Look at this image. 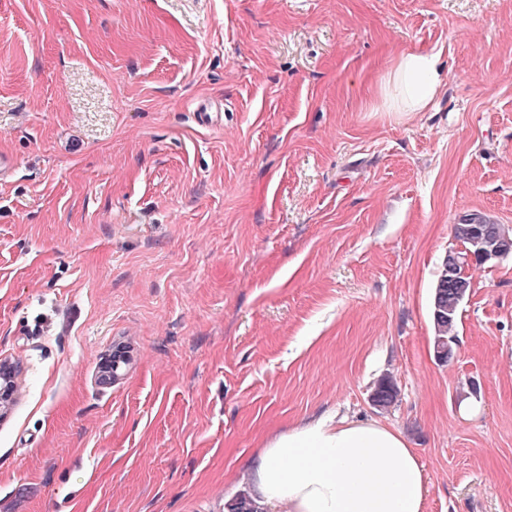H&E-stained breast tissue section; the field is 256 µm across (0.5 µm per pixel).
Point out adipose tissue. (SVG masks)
Masks as SVG:
<instances>
[{"label": "adipose tissue", "instance_id": "1", "mask_svg": "<svg viewBox=\"0 0 512 512\" xmlns=\"http://www.w3.org/2000/svg\"><path fill=\"white\" fill-rule=\"evenodd\" d=\"M445 83L436 53L404 49L379 95L391 112L428 109ZM261 512H422L423 467L396 430L377 421L318 420L273 441L253 469Z\"/></svg>", "mask_w": 512, "mask_h": 512}]
</instances>
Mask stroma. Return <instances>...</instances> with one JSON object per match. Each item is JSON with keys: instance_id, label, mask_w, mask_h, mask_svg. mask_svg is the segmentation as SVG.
<instances>
[{"instance_id": "1", "label": "stroma", "mask_w": 512, "mask_h": 512, "mask_svg": "<svg viewBox=\"0 0 512 512\" xmlns=\"http://www.w3.org/2000/svg\"><path fill=\"white\" fill-rule=\"evenodd\" d=\"M408 47L448 78L401 115ZM1 153L0 512H224L323 416L401 432L423 512H512V255L448 362L431 316L459 217L512 229V0H0ZM445 76L436 53L408 47L383 77L379 95L390 112H424L442 89ZM135 360L134 346L128 340H118L112 346V383L117 384L128 374Z\"/></svg>"}]
</instances>
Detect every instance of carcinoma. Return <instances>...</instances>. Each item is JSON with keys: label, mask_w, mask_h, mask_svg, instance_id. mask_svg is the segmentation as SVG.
<instances>
[{"label": "carcinoma", "mask_w": 512, "mask_h": 512, "mask_svg": "<svg viewBox=\"0 0 512 512\" xmlns=\"http://www.w3.org/2000/svg\"><path fill=\"white\" fill-rule=\"evenodd\" d=\"M454 238L460 242L462 249L448 251L440 266L434 288L431 315L434 325V350L438 360L448 361L453 350L448 342L455 339L453 334L458 311L465 299L471 281L468 270L472 264L464 261L467 251H475L474 241L487 240L509 254L512 252V231L498 224L481 213L462 215L453 227ZM397 397V387L386 377L379 381L372 401L378 407L389 406ZM228 512H260L253 498L242 493L225 505Z\"/></svg>", "instance_id": "1"}]
</instances>
